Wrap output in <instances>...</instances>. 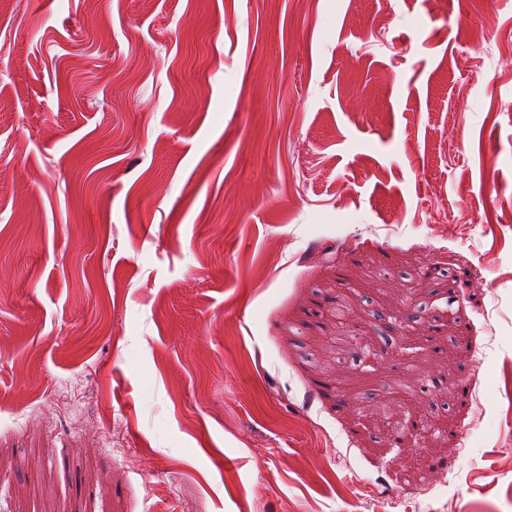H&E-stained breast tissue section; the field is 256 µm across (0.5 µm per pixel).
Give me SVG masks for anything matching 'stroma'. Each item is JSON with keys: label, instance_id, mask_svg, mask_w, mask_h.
<instances>
[{"label": "stroma", "instance_id": "1", "mask_svg": "<svg viewBox=\"0 0 512 512\" xmlns=\"http://www.w3.org/2000/svg\"><path fill=\"white\" fill-rule=\"evenodd\" d=\"M0 512H512V0H0Z\"/></svg>", "mask_w": 512, "mask_h": 512}]
</instances>
